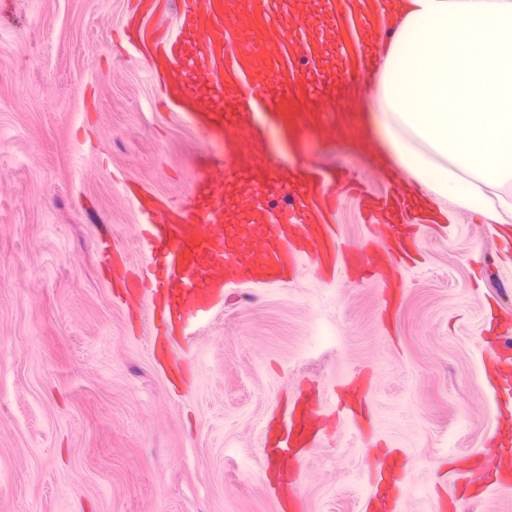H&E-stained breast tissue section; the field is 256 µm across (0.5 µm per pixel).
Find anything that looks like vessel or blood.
Instances as JSON below:
<instances>
[{
  "label": "vessel or blood",
  "mask_w": 512,
  "mask_h": 512,
  "mask_svg": "<svg viewBox=\"0 0 512 512\" xmlns=\"http://www.w3.org/2000/svg\"><path fill=\"white\" fill-rule=\"evenodd\" d=\"M388 0H363L351 20L336 0H175L178 30L157 37L156 5H142L126 37L162 76L163 103L202 129L212 146L186 201L137 195L143 236L155 255L142 282L118 276L123 288L148 298L171 322L207 318L237 285L284 283L303 261L391 288L412 246L401 224H374L375 239L348 248L336 239L333 216L343 180L312 164L273 171L266 131L289 132L295 113L325 111L344 94L360 109L361 77L374 60L372 42L354 26L377 30ZM318 28L336 30V64L327 67L318 48L298 45ZM364 209L405 211L396 196L358 192ZM321 407L303 400L286 417L267 456L279 471L297 472L298 449L311 446Z\"/></svg>",
  "instance_id": "vessel-or-blood-1"
}]
</instances>
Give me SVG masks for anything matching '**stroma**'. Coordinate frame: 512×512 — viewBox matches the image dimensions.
<instances>
[{"label":"stroma","mask_w":512,"mask_h":512,"mask_svg":"<svg viewBox=\"0 0 512 512\" xmlns=\"http://www.w3.org/2000/svg\"><path fill=\"white\" fill-rule=\"evenodd\" d=\"M138 0H0V512H283L265 435L322 407L293 485L301 512H512L488 461L512 450L494 351L512 337V243L466 213L423 222L396 309L303 265L224 292L168 331L113 264L149 259L125 183L184 195L208 143L124 29ZM335 105L268 133L274 165L386 179ZM341 242L366 243L353 196ZM406 465L384 477L381 462Z\"/></svg>","instance_id":"obj_1"}]
</instances>
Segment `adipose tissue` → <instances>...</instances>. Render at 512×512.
Instances as JSON below:
<instances>
[{
    "mask_svg": "<svg viewBox=\"0 0 512 512\" xmlns=\"http://www.w3.org/2000/svg\"><path fill=\"white\" fill-rule=\"evenodd\" d=\"M388 15L362 139L438 223L456 208L512 224V0H391Z\"/></svg>",
    "mask_w": 512,
    "mask_h": 512,
    "instance_id": "ef3b65f1",
    "label": "adipose tissue"
}]
</instances>
